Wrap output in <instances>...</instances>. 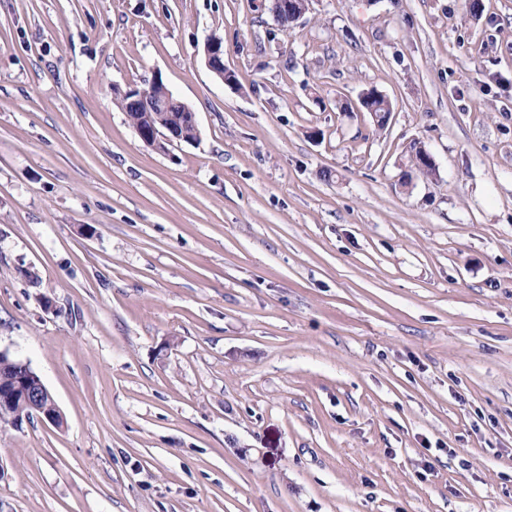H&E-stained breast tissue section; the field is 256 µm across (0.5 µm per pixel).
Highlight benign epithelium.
Instances as JSON below:
<instances>
[{
	"mask_svg": "<svg viewBox=\"0 0 512 512\" xmlns=\"http://www.w3.org/2000/svg\"><path fill=\"white\" fill-rule=\"evenodd\" d=\"M206 65L214 75L223 83L233 85L235 76L224 67V42L217 36L210 37L204 46ZM135 102L145 104L149 111L155 113V120L149 125L135 128L139 139L147 146L158 151H165L167 145L177 141L193 143V140L181 134L179 129L171 123L173 120L172 107L178 106L184 112L190 108L181 102L160 80L155 78L143 87H134L125 92ZM371 97L364 92L360 99V109L370 113L372 119L387 126L391 118L389 112H375L369 105ZM0 358L15 367L18 373L14 384L10 388L0 389V406L8 407L15 404L25 408L24 419L39 417L54 425L63 423V416L50 391L45 386L39 374L30 370V364L13 357L9 352L0 350Z\"/></svg>",
	"mask_w": 512,
	"mask_h": 512,
	"instance_id": "1",
	"label": "benign epithelium"
}]
</instances>
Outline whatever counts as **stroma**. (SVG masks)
I'll return each mask as SVG.
<instances>
[{"label": "stroma", "mask_w": 512, "mask_h": 512, "mask_svg": "<svg viewBox=\"0 0 512 512\" xmlns=\"http://www.w3.org/2000/svg\"><path fill=\"white\" fill-rule=\"evenodd\" d=\"M464 3L0 0V349L65 420L0 428V512H512V0ZM157 77L196 143L117 108ZM206 65L214 75L228 85L237 84L235 76L224 67V42L220 37H210L204 46Z\"/></svg>", "instance_id": "stroma-1"}]
</instances>
